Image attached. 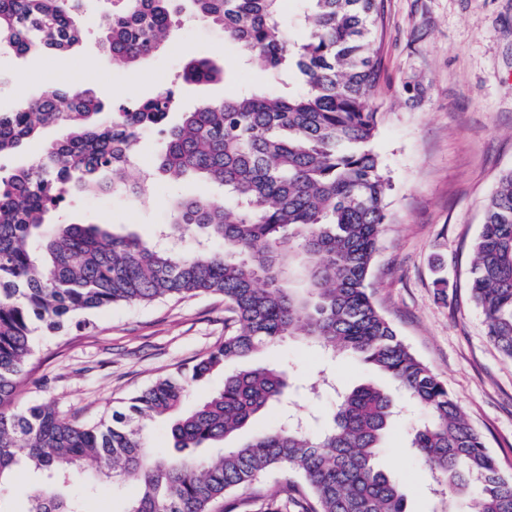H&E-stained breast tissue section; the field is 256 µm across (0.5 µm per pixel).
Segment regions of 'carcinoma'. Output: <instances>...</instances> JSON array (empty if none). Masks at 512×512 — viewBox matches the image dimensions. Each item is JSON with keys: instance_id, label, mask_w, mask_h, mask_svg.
<instances>
[{"instance_id": "cac0c4a2", "label": "carcinoma", "mask_w": 512, "mask_h": 512, "mask_svg": "<svg viewBox=\"0 0 512 512\" xmlns=\"http://www.w3.org/2000/svg\"><path fill=\"white\" fill-rule=\"evenodd\" d=\"M103 44L115 66L148 60L176 25L174 0H120ZM273 78L259 89L203 102L166 129L152 172L194 177L224 199L174 197L161 245L107 224H49L46 215L73 188L142 198L128 180L142 131L163 124L172 96L161 90L98 119L100 103L58 87L0 111V156L50 126L64 136L35 163L0 175V512L14 467L25 461L49 480L25 512H85L63 492L92 464L118 481L136 480L125 512H236L237 492L270 470L294 476L264 495L263 512H407L400 485L377 464L401 417L395 393L425 416L409 428V450L444 493L466 496V512H512V478L501 473L482 436L447 385L420 361L374 305L368 290L387 200L393 190L373 150L378 112L379 0H302L298 38L282 28L285 0H189ZM84 0H0V42L17 54L64 53L84 36ZM221 76L193 60L190 83ZM187 236L193 251L177 249ZM470 290L487 336L512 360V171L484 205L473 245ZM217 293L224 297V342L188 370L155 380L128 412L87 425L55 402L15 406L42 324L116 304ZM290 336L330 357L348 354L385 376L340 391L328 417L285 416L214 456L222 443L278 404L285 368L259 365L224 376V385L187 408L189 388ZM170 419L175 453L147 445V425Z\"/></svg>"}]
</instances>
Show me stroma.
I'll return each mask as SVG.
<instances>
[{
    "label": "stroma",
    "mask_w": 512,
    "mask_h": 512,
    "mask_svg": "<svg viewBox=\"0 0 512 512\" xmlns=\"http://www.w3.org/2000/svg\"><path fill=\"white\" fill-rule=\"evenodd\" d=\"M112 0H91L82 42L63 55L15 54L0 47V109H9L64 82L113 106L174 94L170 120L200 101L220 100L249 86L280 92L263 69L204 19L182 10L172 34L140 68H117L103 51L102 13ZM380 82L373 102L379 132L374 150L391 176L389 221L374 257L369 290L399 336L448 386L504 474L512 475V360L489 342L484 316L469 287L472 247L486 200L512 170V0H383ZM213 59L225 72L211 84H185L193 59ZM143 202L71 191L51 223L109 224L119 234L153 239L168 222V202L219 197L196 180L152 177ZM89 326L69 324L56 336L37 330L34 369L23 380L19 406L43 400L95 423L124 410L157 378L191 366L224 339V299L203 294L150 304H119L89 314ZM263 360L290 376L283 409L327 415L336 396L303 398L300 386L330 375L343 389L375 378L357 359H329L291 338ZM398 480L410 512H463L459 498L435 495L400 427L379 457Z\"/></svg>",
    "instance_id": "obj_1"
}]
</instances>
